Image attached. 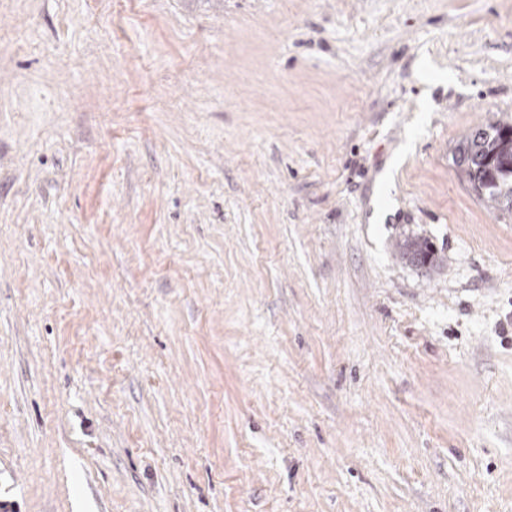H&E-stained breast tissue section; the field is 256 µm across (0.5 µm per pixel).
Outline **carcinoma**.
<instances>
[{
	"label": "carcinoma",
	"mask_w": 512,
	"mask_h": 512,
	"mask_svg": "<svg viewBox=\"0 0 512 512\" xmlns=\"http://www.w3.org/2000/svg\"><path fill=\"white\" fill-rule=\"evenodd\" d=\"M456 165L471 189L512 215V124L489 123L471 131L458 145ZM397 256L426 267L438 263V254L425 238L405 235L396 242Z\"/></svg>",
	"instance_id": "1"
}]
</instances>
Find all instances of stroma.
<instances>
[{
  "instance_id": "stroma-1",
  "label": "stroma",
  "mask_w": 512,
  "mask_h": 512,
  "mask_svg": "<svg viewBox=\"0 0 512 512\" xmlns=\"http://www.w3.org/2000/svg\"><path fill=\"white\" fill-rule=\"evenodd\" d=\"M497 120L512 0H0V503L512 512ZM455 161L479 197L512 215V124L478 126L458 145ZM397 256L410 264L426 267L438 263V254L433 245L425 238L404 235L396 242Z\"/></svg>"
}]
</instances>
